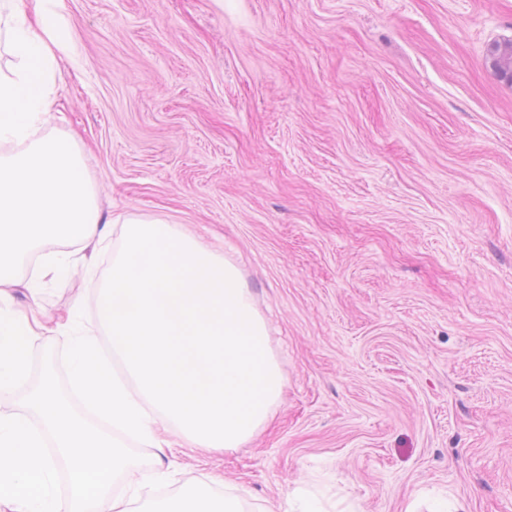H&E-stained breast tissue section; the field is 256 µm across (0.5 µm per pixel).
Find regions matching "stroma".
<instances>
[{
  "label": "stroma",
  "mask_w": 512,
  "mask_h": 512,
  "mask_svg": "<svg viewBox=\"0 0 512 512\" xmlns=\"http://www.w3.org/2000/svg\"><path fill=\"white\" fill-rule=\"evenodd\" d=\"M53 112L101 215L237 261L284 378L272 425L169 424L115 498L222 477L247 512H512V0H57ZM97 276L21 271L16 308L94 320Z\"/></svg>",
  "instance_id": "1"
}]
</instances>
